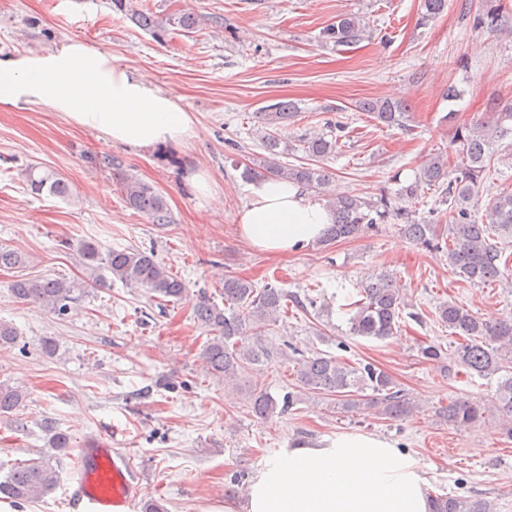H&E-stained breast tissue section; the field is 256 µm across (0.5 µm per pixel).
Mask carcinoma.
I'll return each mask as SVG.
<instances>
[{
	"label": "carcinoma",
	"mask_w": 512,
	"mask_h": 512,
	"mask_svg": "<svg viewBox=\"0 0 512 512\" xmlns=\"http://www.w3.org/2000/svg\"><path fill=\"white\" fill-rule=\"evenodd\" d=\"M112 5L127 12L142 30L158 41L164 40L172 28L192 33L202 24L201 16L189 10L160 17L147 7L136 6L134 0H112ZM446 7L447 0H422L421 24L435 19ZM473 24L477 28L512 32V14L501 0H484ZM364 30L363 19L341 15L324 29L323 38L336 45H349L360 40ZM362 109L387 126L403 125L408 113L406 105L381 99L363 102ZM295 114V105L279 102L260 116L269 126H284ZM510 136L512 101L500 102L471 123L455 127L451 145L457 163L453 169H448L443 155L436 154L427 158L412 183L393 194L383 190L370 197L354 194L333 197L329 204L334 221L327 226L320 244L330 246L376 229L380 224L396 223L407 239L430 251L446 254L448 266L463 281L473 285L500 282L512 288V257L506 254L507 239H512V193L499 194L481 216L474 209V199L491 170V161L502 141ZM337 143V135L317 132L306 141L311 162L289 167L277 160L283 154L281 141L269 138L265 141L268 156L245 168L243 176L276 177L320 190L329 183L332 173L319 162L336 152ZM314 162L318 166H312ZM25 180L35 195L46 192L63 199L70 196L68 183L51 170L38 172L32 166L26 170ZM428 186L441 188V203L448 204L445 235L433 219H418L407 210L406 204L418 198ZM121 193L129 208L152 223H169L167 201L159 189L127 175L122 178ZM77 252L84 273L82 280L20 275L10 284L11 293L58 317L70 312L83 289L105 280L108 274L112 280L140 288L161 302L176 303L187 296L185 282L158 262L151 251L127 247L104 253L96 242L84 240ZM25 266L24 256L0 245V270ZM219 294V303L213 296L201 293L194 304L195 318L211 334L202 353L206 372L224 381V386L244 393L249 409L256 416L269 418L283 414L302 402L294 392L279 401L263 389L240 384L245 369L282 357L295 362L298 387L309 394L335 397L345 412L358 413L374 406L382 418L397 421L416 410L417 405L398 388L391 374L373 363L354 366L324 353L290 357L286 350L266 343L261 336L262 328L277 321L291 306L307 311V307L315 306L314 298L308 295L302 298L272 285L258 289L237 275L224 277ZM407 306L404 289L391 275L380 273L358 282L355 295L343 305V310L349 315L351 335L385 340L397 334ZM436 320L460 340L454 357L445 366L448 375H457L463 368L471 376L497 378L491 398L473 401L459 397L441 407L439 414L455 426L474 425L485 414L495 412L504 421L505 435L512 438V318H485L448 300L436 307ZM18 339L17 330L0 321V352L14 346ZM24 402L25 393L19 387L0 382V419L16 421ZM40 426L49 435L50 450L11 465L0 478V499L16 506L40 502L56 491L60 457L71 448V437L58 430L52 418H43ZM431 512H494V504L485 498L436 496L431 499Z\"/></svg>",
	"instance_id": "carcinoma-1"
}]
</instances>
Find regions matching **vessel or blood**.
<instances>
[{"label": "vessel or blood", "instance_id": "b4317fda", "mask_svg": "<svg viewBox=\"0 0 512 512\" xmlns=\"http://www.w3.org/2000/svg\"><path fill=\"white\" fill-rule=\"evenodd\" d=\"M76 461L81 477L69 497L72 512H134L140 488L126 456L97 440L78 448Z\"/></svg>", "mask_w": 512, "mask_h": 512}]
</instances>
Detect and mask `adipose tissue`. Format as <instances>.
I'll return each instance as SVG.
<instances>
[{
	"label": "adipose tissue",
	"instance_id": "obj_1",
	"mask_svg": "<svg viewBox=\"0 0 512 512\" xmlns=\"http://www.w3.org/2000/svg\"><path fill=\"white\" fill-rule=\"evenodd\" d=\"M35 104L112 141L150 147L197 134L193 117L143 73L85 41L0 58V105ZM238 215L255 250L283 255L313 246L333 219L301 186L258 178ZM420 461L371 432H339L269 457L240 499L202 512H430Z\"/></svg>",
	"mask_w": 512,
	"mask_h": 512
}]
</instances>
